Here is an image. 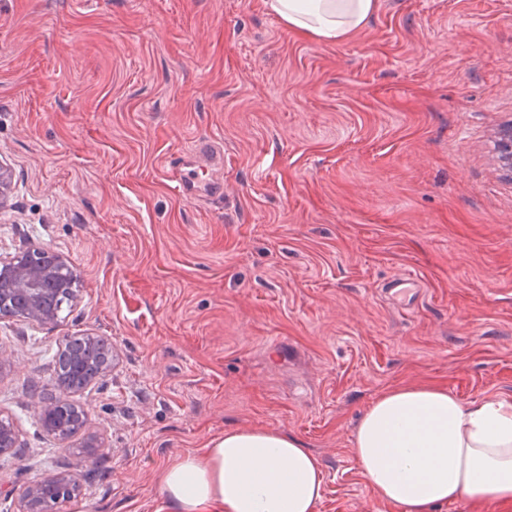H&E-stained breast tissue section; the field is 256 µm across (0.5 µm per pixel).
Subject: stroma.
I'll return each mask as SVG.
<instances>
[{
    "instance_id": "35a3bbf8",
    "label": "stroma",
    "mask_w": 512,
    "mask_h": 512,
    "mask_svg": "<svg viewBox=\"0 0 512 512\" xmlns=\"http://www.w3.org/2000/svg\"><path fill=\"white\" fill-rule=\"evenodd\" d=\"M508 121L512 0H380L338 44L263 0H0V255L43 246L79 277L58 327L0 320L21 448L0 512L63 471L83 485L64 512H174L161 472L228 428L300 439L315 512H403L355 457L371 403L399 384L512 402ZM200 138L224 194L187 200L167 166ZM407 269L425 293L403 313L382 288ZM88 331L112 368L60 440L35 403Z\"/></svg>"
}]
</instances>
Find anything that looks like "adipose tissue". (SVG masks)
Wrapping results in <instances>:
<instances>
[{
	"mask_svg": "<svg viewBox=\"0 0 512 512\" xmlns=\"http://www.w3.org/2000/svg\"><path fill=\"white\" fill-rule=\"evenodd\" d=\"M292 32L340 43L366 26L380 0H263ZM355 456L366 479L403 512H434L461 498L512 503V403L464 405L432 385L398 386L361 416ZM175 512H315L318 459L296 437L233 429L167 468Z\"/></svg>",
	"mask_w": 512,
	"mask_h": 512,
	"instance_id": "ef3b65f1",
	"label": "adipose tissue"
}]
</instances>
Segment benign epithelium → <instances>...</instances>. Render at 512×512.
Masks as SVG:
<instances>
[{
  "mask_svg": "<svg viewBox=\"0 0 512 512\" xmlns=\"http://www.w3.org/2000/svg\"><path fill=\"white\" fill-rule=\"evenodd\" d=\"M499 137L500 161L512 172V123L501 128ZM63 264L65 261L60 256L47 264L39 260L32 250L19 257H0V291L25 299L26 306L20 311V318L24 321L33 325L56 326L59 316L45 305L46 295L55 293L70 302L78 298L79 289L75 288L78 277L65 275ZM36 412L43 430L49 435L64 437L73 428L60 404L41 401ZM18 451V435L13 424L0 418V454H16ZM53 479L58 488L54 499L44 498L39 483L34 482L20 498L17 512H60L59 503L74 497L81 489L80 479L75 473H58Z\"/></svg>",
  "mask_w": 512,
  "mask_h": 512,
  "instance_id": "1",
  "label": "benign epithelium"
}]
</instances>
